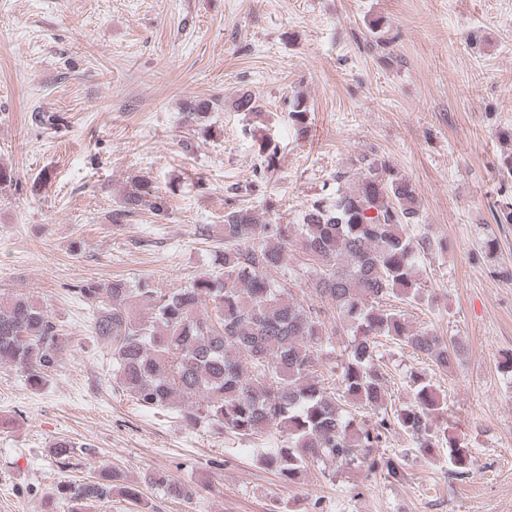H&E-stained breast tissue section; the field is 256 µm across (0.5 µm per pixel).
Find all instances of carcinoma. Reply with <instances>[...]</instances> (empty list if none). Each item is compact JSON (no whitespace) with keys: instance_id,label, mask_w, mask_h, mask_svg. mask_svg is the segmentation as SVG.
<instances>
[{"instance_id":"carcinoma-1","label":"carcinoma","mask_w":512,"mask_h":512,"mask_svg":"<svg viewBox=\"0 0 512 512\" xmlns=\"http://www.w3.org/2000/svg\"><path fill=\"white\" fill-rule=\"evenodd\" d=\"M209 109L208 102H190L184 118L195 122ZM288 116L296 135L307 138L306 102L290 100ZM143 208H167L148 178L134 183L112 221ZM421 218L412 179L365 155L356 172L336 173L334 196L314 199L298 224H264L248 208L224 211L217 273L174 291L114 280L88 281L75 294L96 309L92 333L106 344L118 388L142 407L177 409L192 428L216 427L242 440L275 435L260 462L288 483L311 469L326 481L348 469L398 482L399 465L375 454L398 432L423 456L448 449L451 474L462 479L472 466L465 436L432 430L448 411L447 396L418 371L410 402L393 406L379 356L383 337L449 373L462 350L459 342L413 328L396 305L430 304L421 265L448 248ZM292 250L307 262L281 282L270 279ZM299 280L314 300L306 307L290 288ZM328 311L347 328L339 348L322 318ZM61 341L40 304L0 299V365L15 367L37 387L57 367ZM146 481L170 497L196 494L160 470ZM112 490L110 475L58 487L70 512H88L93 502L112 498Z\"/></svg>"}]
</instances>
